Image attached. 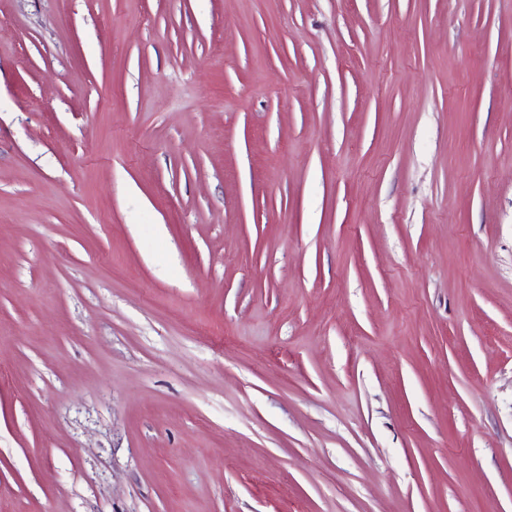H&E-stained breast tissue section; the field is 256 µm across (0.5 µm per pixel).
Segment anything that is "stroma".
I'll return each instance as SVG.
<instances>
[{
  "label": "stroma",
  "instance_id": "stroma-1",
  "mask_svg": "<svg viewBox=\"0 0 512 512\" xmlns=\"http://www.w3.org/2000/svg\"><path fill=\"white\" fill-rule=\"evenodd\" d=\"M0 512H512V0H0Z\"/></svg>",
  "mask_w": 512,
  "mask_h": 512
}]
</instances>
